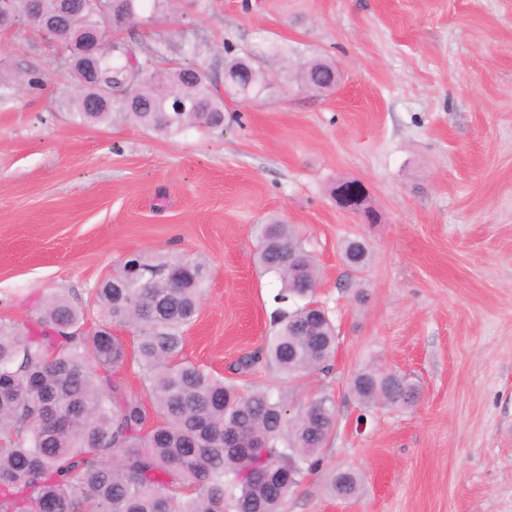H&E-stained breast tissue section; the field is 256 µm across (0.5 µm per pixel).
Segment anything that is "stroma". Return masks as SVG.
Segmentation results:
<instances>
[{"mask_svg": "<svg viewBox=\"0 0 512 512\" xmlns=\"http://www.w3.org/2000/svg\"><path fill=\"white\" fill-rule=\"evenodd\" d=\"M138 32L201 45L180 61L219 82L225 59L270 43L341 80L318 93L275 64L259 97L226 100L223 130L163 138L80 123L49 44L0 34V70L43 79L0 97V317L30 322L61 295L91 330L93 290L128 255L204 261L183 359L294 408L334 401L288 512H512V0H177ZM347 180L376 223L337 206ZM276 220L315 257L339 336L330 370L293 382L235 369L276 330L280 283L255 261L257 225ZM367 367L409 378L414 402L363 407L350 382ZM342 469L363 478L345 500L328 487Z\"/></svg>", "mask_w": 512, "mask_h": 512, "instance_id": "stroma-1", "label": "stroma"}]
</instances>
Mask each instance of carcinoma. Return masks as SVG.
Wrapping results in <instances>:
<instances>
[{"instance_id": "obj_1", "label": "carcinoma", "mask_w": 512, "mask_h": 512, "mask_svg": "<svg viewBox=\"0 0 512 512\" xmlns=\"http://www.w3.org/2000/svg\"><path fill=\"white\" fill-rule=\"evenodd\" d=\"M168 0H96L48 39L77 58L68 76L80 92L70 98L84 123L107 124L112 116L131 120L161 136L190 128L224 127V98L205 68L179 65L185 45L171 38L141 49L154 56L140 62L137 40L115 39L95 54V77L84 68V51L106 30L127 29ZM296 69L310 90L336 86L337 69L322 59L301 60ZM224 91L255 99L266 88L265 73L246 58L224 61ZM94 82L123 92L91 112L83 100ZM184 109L178 110L173 96ZM258 260L282 283L275 301L301 300L277 309L278 330L265 349L239 364L276 366L290 380L326 370L336 351V326L309 310L318 281L310 252L288 224L258 228ZM352 267L367 262L358 241L344 245ZM140 279L127 283L123 269L95 291L101 324L75 334L85 311L55 296L27 324L0 318V512H37L44 501L55 512H287L288 497L304 474L319 467L318 449L336 426L326 398L290 409L269 389L244 392L206 369L180 359L185 333L199 315L207 267L195 259L139 254ZM133 332V348L111 327ZM134 357L154 416L142 399L117 378ZM351 391L366 407L406 405L414 389L379 369L354 375ZM230 430L265 438L266 447L230 448ZM357 473L333 474L330 492L355 496Z\"/></svg>"}]
</instances>
